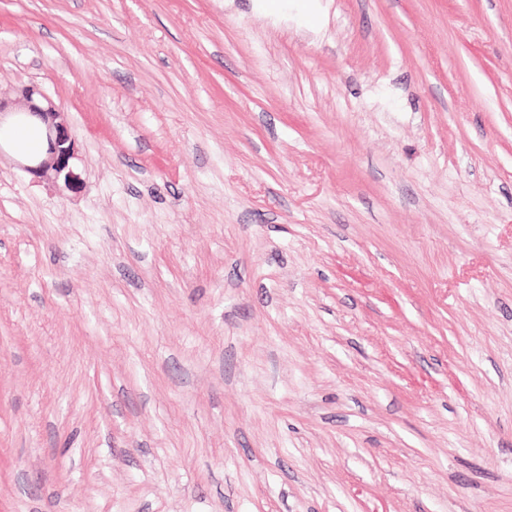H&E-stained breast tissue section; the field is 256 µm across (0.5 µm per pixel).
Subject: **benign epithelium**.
I'll return each mask as SVG.
<instances>
[{
    "mask_svg": "<svg viewBox=\"0 0 512 512\" xmlns=\"http://www.w3.org/2000/svg\"><path fill=\"white\" fill-rule=\"evenodd\" d=\"M21 98L22 104L17 109L0 100V117L5 114L30 116L44 126L46 138L44 154L24 165L23 170L36 179L52 182L61 190L76 188L81 180L74 163L78 148L65 113L33 86L24 88Z\"/></svg>",
    "mask_w": 512,
    "mask_h": 512,
    "instance_id": "obj_1",
    "label": "benign epithelium"
}]
</instances>
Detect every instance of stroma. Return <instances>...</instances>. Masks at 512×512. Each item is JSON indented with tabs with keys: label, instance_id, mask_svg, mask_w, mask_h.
<instances>
[{
	"label": "stroma",
	"instance_id": "stroma-1",
	"mask_svg": "<svg viewBox=\"0 0 512 512\" xmlns=\"http://www.w3.org/2000/svg\"><path fill=\"white\" fill-rule=\"evenodd\" d=\"M0 512H512V0H0ZM21 98L22 104L18 109L0 99V128L3 115H26L44 126L46 138L44 154L25 164L23 170L35 179L52 182L60 190L75 189L81 180L74 163L78 148L65 113L34 86L24 88ZM35 119H17L4 128L2 140L22 158L28 159L42 151L43 126Z\"/></svg>",
	"mask_w": 512,
	"mask_h": 512
}]
</instances>
